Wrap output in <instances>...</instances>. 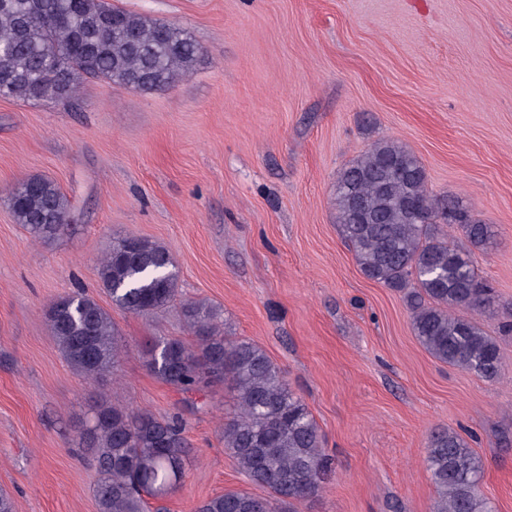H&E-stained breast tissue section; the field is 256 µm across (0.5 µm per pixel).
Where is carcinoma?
I'll use <instances>...</instances> for the list:
<instances>
[{"mask_svg": "<svg viewBox=\"0 0 512 512\" xmlns=\"http://www.w3.org/2000/svg\"><path fill=\"white\" fill-rule=\"evenodd\" d=\"M200 48L184 30L112 7L106 0H0V98L64 101L82 79L160 91L196 67ZM339 232L369 280L402 294L412 329L436 359L492 381L502 357L474 315L494 303L472 254L492 237L459 201L433 197L418 159L392 141H375L336 181ZM17 223L48 243L64 231L69 200L43 176H31L9 197ZM459 224L467 245L448 239ZM99 277L118 309L141 316L167 310L178 295L169 252L140 238H122L100 260ZM193 336H155L145 344L147 368L167 384L192 391L214 382L237 392L238 412L224 421V448L260 496L230 491L195 512H296L316 497L329 466L306 404L260 347L224 335L222 310L204 301L182 306ZM46 319L58 349L87 380L119 359L123 343L112 316L94 298L64 294ZM98 473V512H146L184 477L185 425L135 411L101 395L79 431ZM426 468L437 490L433 512H494L480 490L483 464L466 440L446 427L426 443Z\"/></svg>", "mask_w": 512, "mask_h": 512, "instance_id": "1", "label": "carcinoma"}]
</instances>
